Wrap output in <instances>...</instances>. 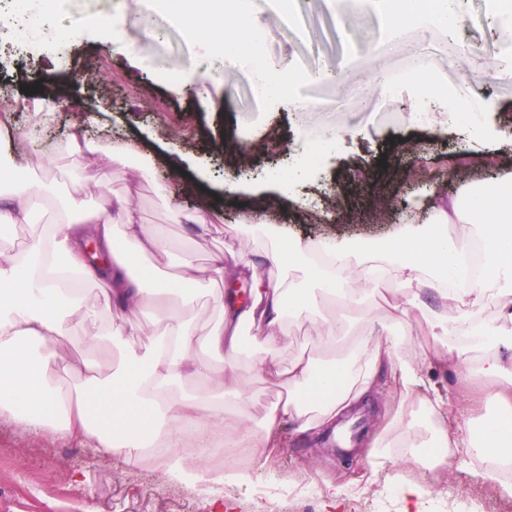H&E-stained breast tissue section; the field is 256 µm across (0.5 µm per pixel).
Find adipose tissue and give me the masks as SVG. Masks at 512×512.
<instances>
[{"mask_svg": "<svg viewBox=\"0 0 512 512\" xmlns=\"http://www.w3.org/2000/svg\"><path fill=\"white\" fill-rule=\"evenodd\" d=\"M191 34L215 42L224 58L261 60L254 0H160ZM259 94L273 96L286 80L277 65L261 60ZM32 162L17 152H0V241L17 225L29 223L48 197ZM66 218L25 251L0 248V416L33 423L51 434L83 436L97 447L139 464L155 449L162 475L175 481L218 486L247 485L250 469L234 460L251 450V435L224 431V401L244 405L236 361L242 324L262 333L261 371L287 396L261 408L260 421L272 431L282 417L307 430L330 425L368 388L385 360L403 363L406 380L416 370L407 357L411 320H423L435 342L462 365L471 354L491 349L480 364L486 398L500 415L481 428L468 450L469 460L512 464V186L469 189L463 196L434 194L424 223L404 226L393 237L385 266L353 270L348 247L322 240L303 244L265 223L258 210L242 215L254 233L270 239L264 251L279 280L264 276L255 261L238 256L225 262L213 254L200 265L185 254L175 278L163 279L157 264L170 251L162 235L142 224L132 192L99 185L95 207H88L83 184L63 199ZM457 225L448 234V225ZM401 294L386 316L364 309L374 339H358L351 362L318 367L299 357L281 366L277 354L288 337L286 318L312 319L318 294L363 305L383 277ZM250 279V301L231 300L237 282ZM208 281L217 320L198 331L192 286ZM100 291H91V284ZM504 303L496 321L482 311L489 299ZM157 317L154 336L137 342L136 321L143 307ZM83 331L87 355L66 359L65 341ZM120 350L121 362L105 371L104 360ZM223 462L210 461L211 451Z\"/></svg>", "mask_w": 512, "mask_h": 512, "instance_id": "obj_1", "label": "adipose tissue"}]
</instances>
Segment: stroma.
<instances>
[{
    "label": "stroma",
    "instance_id": "35a3bbf8",
    "mask_svg": "<svg viewBox=\"0 0 512 512\" xmlns=\"http://www.w3.org/2000/svg\"><path fill=\"white\" fill-rule=\"evenodd\" d=\"M136 8L123 35L133 54L102 46L95 26L103 15ZM466 24L459 38L411 22L402 39L386 40V20L374 6L331 10L313 4L292 19L269 0H256L262 52L290 76L288 97L316 103L295 112L275 96L257 91L254 72L222 64L216 50L192 41L180 23L163 17L152 0H62L52 24L20 20L14 0H0V92L14 103L11 130L36 119L33 104H55L65 92L69 111L52 121L51 165L42 175L55 192L76 176L92 180L86 189L95 203L96 179L119 191L132 187L144 224L169 239L173 248L161 273L176 276L186 253L206 260L234 249L252 254L264 243L239 230L246 207L271 205L270 219L304 241L323 235L304 219L305 204H331L339 214L337 241L383 240L397 221L379 222L380 203L409 206L425 194L414 185L410 153L423 162V176L448 195L476 184L512 178V17L495 12L493 0H463ZM376 51L381 81L362 74V58ZM426 58L432 86L412 76L414 56ZM477 72L471 95L459 88L462 67ZM204 86L199 94H178L183 74ZM398 76L397 84L386 82ZM287 97V98H288ZM488 100L492 109L473 111ZM140 141L156 157L159 178L133 182L130 167L113 162L115 135ZM301 167L305 178L285 184L282 175ZM223 202L220 220L198 235L170 221L171 208L194 209L196 182ZM320 319L342 321L348 338L336 352L311 343L314 323L289 319L281 364L305 354L318 364L343 362L358 337L368 335L358 307L325 299ZM238 373L252 402L268 406L279 393L255 369L261 335L244 330ZM411 359L418 381H404L399 362L382 365L370 390L345 409L366 422L351 459L336 455L323 435L297 431L282 421L276 448L266 465L253 468L250 485L214 491L166 481L157 468L140 469L120 456L90 447L84 439L52 438L40 427L0 418V512H388L382 499L401 484L422 488L412 503L397 498L389 512H441V501L463 503L475 488L487 501L501 498L478 464H467L466 444L477 416H492L493 404L473 408L482 395L462 375L445 349L435 346L425 323L412 324ZM446 431L448 447L428 458L424 446ZM409 434L417 445L396 453L394 441ZM338 491L330 508L328 486Z\"/></svg>",
    "mask_w": 512,
    "mask_h": 512
}]
</instances>
